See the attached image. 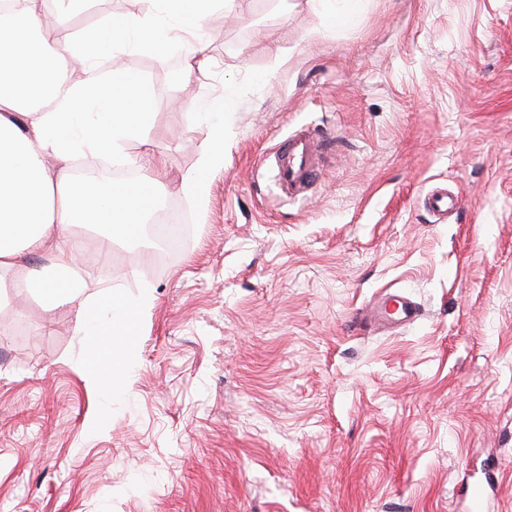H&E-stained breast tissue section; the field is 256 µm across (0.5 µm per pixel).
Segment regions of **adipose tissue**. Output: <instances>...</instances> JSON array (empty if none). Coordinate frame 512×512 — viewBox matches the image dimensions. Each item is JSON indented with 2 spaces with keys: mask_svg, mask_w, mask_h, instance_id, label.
Returning a JSON list of instances; mask_svg holds the SVG:
<instances>
[{
  "mask_svg": "<svg viewBox=\"0 0 512 512\" xmlns=\"http://www.w3.org/2000/svg\"><path fill=\"white\" fill-rule=\"evenodd\" d=\"M10 4L0 12V295L26 288L66 304L80 295L85 232L134 234L150 199L149 185L140 181L105 195L70 176L74 153L125 156L128 141L150 119V95L138 76L119 70L100 78L99 59L125 44L161 48L185 33L192 41L182 76L191 79L205 51L197 37L205 18L233 8L235 0H136L134 10L100 31L36 46L30 37L43 29L45 0ZM74 61L84 81L61 82L66 64ZM41 85L54 87L53 100L26 104ZM223 145V130H212L197 168L181 177V194L204 204L206 177L224 164ZM30 255L39 256L40 265L28 266Z\"/></svg>",
  "mask_w": 512,
  "mask_h": 512,
  "instance_id": "1",
  "label": "adipose tissue"
}]
</instances>
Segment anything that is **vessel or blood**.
Returning <instances> with one entry per match:
<instances>
[{
  "label": "vessel or blood",
  "instance_id": "obj_1",
  "mask_svg": "<svg viewBox=\"0 0 512 512\" xmlns=\"http://www.w3.org/2000/svg\"><path fill=\"white\" fill-rule=\"evenodd\" d=\"M323 143L319 134L303 127L278 143L269 153L263 155L261 163L275 172L278 193L289 199H302L310 185L320 175V155ZM425 203L438 220L448 218L449 211L460 208L459 198L450 196L447 189L431 191ZM419 314L413 302L402 297L386 295L368 310L371 320L387 325L391 323L406 324L413 322Z\"/></svg>",
  "mask_w": 512,
  "mask_h": 512
}]
</instances>
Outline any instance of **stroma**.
Masks as SVG:
<instances>
[{"label": "stroma", "mask_w": 512, "mask_h": 512, "mask_svg": "<svg viewBox=\"0 0 512 512\" xmlns=\"http://www.w3.org/2000/svg\"><path fill=\"white\" fill-rule=\"evenodd\" d=\"M133 7L86 0L45 36ZM201 38L188 83L186 45L112 53L153 99L126 146L165 156L137 172L150 213L193 228L164 260L145 224L86 248L91 304L153 298L122 394L92 383L76 305L0 298V512H474L488 469L483 512H512V0H244ZM306 124L320 181L285 200L260 158ZM213 126L199 206L177 187ZM388 292L420 317L359 318ZM425 204L438 221H446L450 210L460 208L461 200L458 197L448 196L447 188H440L426 196Z\"/></svg>", "instance_id": "obj_1"}]
</instances>
